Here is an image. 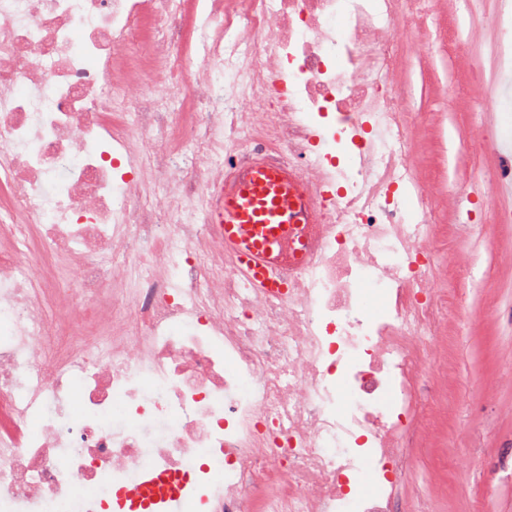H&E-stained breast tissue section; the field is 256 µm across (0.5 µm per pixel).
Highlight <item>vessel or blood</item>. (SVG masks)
<instances>
[{"label": "vessel or blood", "mask_w": 512, "mask_h": 512, "mask_svg": "<svg viewBox=\"0 0 512 512\" xmlns=\"http://www.w3.org/2000/svg\"><path fill=\"white\" fill-rule=\"evenodd\" d=\"M211 217L237 251L242 270L263 287H278L270 266L288 252L297 227L310 223L312 207L287 173L270 168L240 171L233 186L213 192Z\"/></svg>", "instance_id": "obj_1"}]
</instances>
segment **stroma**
I'll list each match as a JSON object with an SVG mask.
<instances>
[{
  "instance_id": "35a3bbf8",
  "label": "stroma",
  "mask_w": 512,
  "mask_h": 512,
  "mask_svg": "<svg viewBox=\"0 0 512 512\" xmlns=\"http://www.w3.org/2000/svg\"><path fill=\"white\" fill-rule=\"evenodd\" d=\"M466 70L456 51L410 50L401 74L413 89L412 111L442 115L439 127L420 128L418 150L424 176L447 187L472 182L497 162L466 143L483 88L458 101L440 94ZM447 233L449 252L467 266L447 286L448 307L469 319L449 320L434 347L447 363L436 375L437 425L417 442L392 512H512V223L488 216L465 228L452 213Z\"/></svg>"
}]
</instances>
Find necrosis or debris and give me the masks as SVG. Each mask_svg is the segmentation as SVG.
<instances>
[{"mask_svg": "<svg viewBox=\"0 0 512 512\" xmlns=\"http://www.w3.org/2000/svg\"><path fill=\"white\" fill-rule=\"evenodd\" d=\"M470 81L512 0H464ZM429 0H0V512H392L448 322L399 78ZM288 167L319 221L241 273L200 196ZM512 223V161L462 192ZM384 302L373 314L375 297Z\"/></svg>", "mask_w": 512, "mask_h": 512, "instance_id": "obj_1", "label": "necrosis or debris"}]
</instances>
